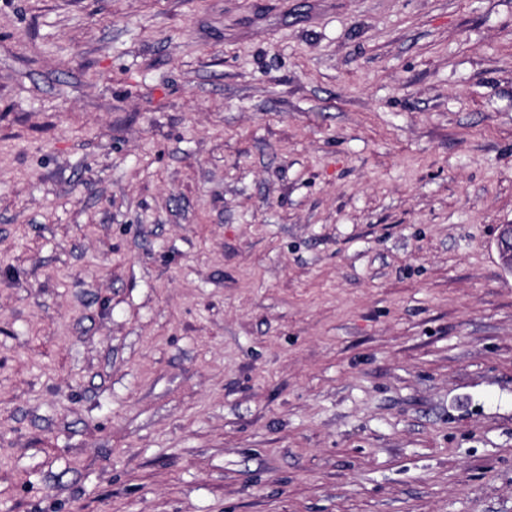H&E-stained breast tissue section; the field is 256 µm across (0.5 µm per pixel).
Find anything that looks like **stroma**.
<instances>
[{"mask_svg": "<svg viewBox=\"0 0 512 512\" xmlns=\"http://www.w3.org/2000/svg\"><path fill=\"white\" fill-rule=\"evenodd\" d=\"M512 0H0V512H512Z\"/></svg>", "mask_w": 512, "mask_h": 512, "instance_id": "obj_1", "label": "stroma"}]
</instances>
